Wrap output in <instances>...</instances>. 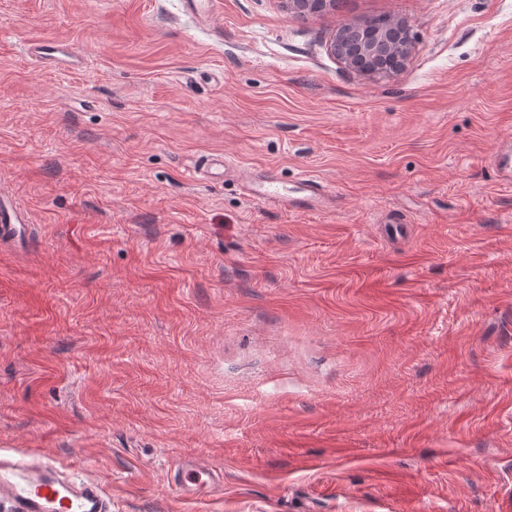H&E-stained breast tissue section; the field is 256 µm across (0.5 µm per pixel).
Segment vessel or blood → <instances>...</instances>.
I'll use <instances>...</instances> for the list:
<instances>
[{"label":"vessel or blood","mask_w":512,"mask_h":512,"mask_svg":"<svg viewBox=\"0 0 512 512\" xmlns=\"http://www.w3.org/2000/svg\"><path fill=\"white\" fill-rule=\"evenodd\" d=\"M38 60L60 69L79 66L81 55L68 44L52 39L35 40L27 47ZM249 198L282 205L295 212L320 207L325 192L318 177L303 176L292 189H281L256 173L244 179ZM24 212L0 197V234H20ZM0 498L10 500L12 512H110L109 503L95 482L82 480L52 465L27 459L26 455H0Z\"/></svg>","instance_id":"1"}]
</instances>
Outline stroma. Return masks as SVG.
I'll return each instance as SVG.
<instances>
[{
	"label": "stroma",
	"instance_id": "stroma-1",
	"mask_svg": "<svg viewBox=\"0 0 512 512\" xmlns=\"http://www.w3.org/2000/svg\"><path fill=\"white\" fill-rule=\"evenodd\" d=\"M382 15L398 73L330 55ZM509 140L512 0H0V452L111 512H512ZM388 30L376 32L374 39L365 44L354 41V33L366 30L371 25L370 19L354 20L352 25H342L337 37L330 43V53L345 67L359 71L366 65L367 56L381 54L390 56L388 66L384 65L377 74L390 75L407 60L411 38L409 28L399 19H390ZM27 52L59 69H73L82 62L81 55L73 47L52 39L32 41ZM249 198L282 205L295 212H306L320 207L325 199L321 181L314 175H304L291 190L280 189L266 176L245 175L243 185ZM24 222V212L18 211L8 199L0 197V234L2 232L5 236L19 235Z\"/></svg>",
	"mask_w": 512,
	"mask_h": 512
}]
</instances>
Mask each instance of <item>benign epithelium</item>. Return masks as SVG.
<instances>
[{"label":"benign epithelium","instance_id":"1","mask_svg":"<svg viewBox=\"0 0 512 512\" xmlns=\"http://www.w3.org/2000/svg\"><path fill=\"white\" fill-rule=\"evenodd\" d=\"M288 9L300 12L317 13L326 7H336V0H287ZM371 25L369 19L353 21L351 25H344L337 37L330 43V53L345 67L351 70H360L366 65L367 56L381 54L389 57V64L383 66L381 73L390 75L397 71L410 53L411 38L409 28L399 19H391L388 30L377 32L374 39L359 44L354 41V33L366 30Z\"/></svg>","mask_w":512,"mask_h":512}]
</instances>
